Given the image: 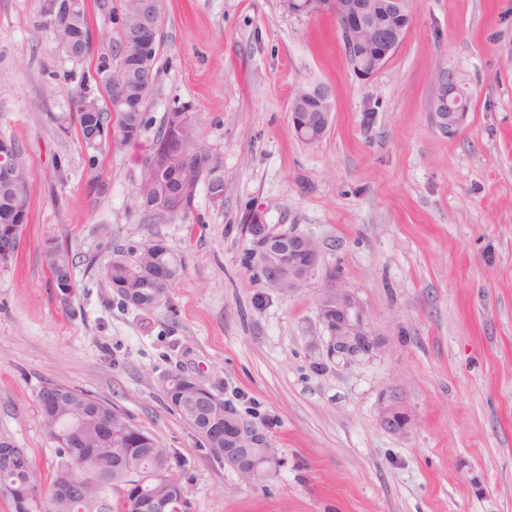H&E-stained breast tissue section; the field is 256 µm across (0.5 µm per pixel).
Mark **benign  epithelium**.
Instances as JSON below:
<instances>
[{
	"mask_svg": "<svg viewBox=\"0 0 512 512\" xmlns=\"http://www.w3.org/2000/svg\"><path fill=\"white\" fill-rule=\"evenodd\" d=\"M413 0H284L292 15L322 14L335 19L344 52L363 77H370L393 57L412 24ZM160 42V23L150 10H145L137 44L144 54ZM460 88L454 75H444L432 102L431 112L436 128L443 134H454L465 124L468 111L455 105ZM333 109L332 92L321 83H309L303 99L290 107L291 129L304 140L313 141L324 135ZM249 226V252L256 277L268 288L288 283L292 292L309 284L321 266V253L315 240L300 231L296 224H267L256 212ZM324 288L318 300L319 318L328 337L327 351L332 358L350 363L377 347V339L368 327L366 314L355 294L347 288L339 274L328 271L323 276ZM192 386L191 394L216 405L224 404V422H215L208 430L224 439V461L245 479L262 480L270 475L276 452L264 432L242 419L233 404L223 401L213 387L193 374L174 372ZM382 423L393 433H403L408 418L399 407L390 404ZM0 460L12 466L25 460V450L3 442ZM152 475L136 474L120 489L121 496L136 512H168L169 501L145 494ZM81 486L71 477L62 478L56 494L75 498ZM0 493L9 497L14 512H29L30 493L16 492L0 486Z\"/></svg>",
	"mask_w": 512,
	"mask_h": 512,
	"instance_id": "benign-epithelium-1",
	"label": "benign epithelium"
}]
</instances>
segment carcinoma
Masks as SVG:
<instances>
[{"label": "carcinoma", "instance_id": "obj_1", "mask_svg": "<svg viewBox=\"0 0 512 512\" xmlns=\"http://www.w3.org/2000/svg\"><path fill=\"white\" fill-rule=\"evenodd\" d=\"M142 0H124L121 26L116 35L101 34V41L115 48V66L103 64L98 68L100 95L79 93L73 96V120L78 135L86 149L94 152L103 148L124 147L136 141L146 125L144 106L157 76V56L150 55L137 69L130 68L129 59L122 54L125 44L136 39ZM90 23L84 4L71 11L58 23L48 22L45 31L56 45L67 55L86 58L93 53L83 34ZM120 96L125 103L122 110H112V97ZM177 126L188 127L186 147L183 153L171 155L163 148L164 133ZM8 150L12 163L7 172H0V236L11 233L23 234L27 218L26 187L28 164L22 148L12 140L1 139L0 151ZM215 158L196 132L193 115L184 108L176 107L163 116L161 132L153 142L151 152L144 158L139 182L134 194V204L148 217L158 215L154 203L163 200L169 208V216L186 217L195 209L197 188L208 180L210 195L224 192V183H214ZM45 260L52 274L53 287L63 296L72 294L76 288L73 276V256L68 248L55 244L48 247ZM171 267L167 281H159L147 269L154 263ZM182 257L167 246H158L152 252L134 259L131 251L123 247H112L101 276L123 303L136 309L149 310L168 297L170 288L184 271ZM199 436H204L208 421L219 416L213 408L195 403L173 409ZM109 418L116 431L129 424L124 415L105 402L95 403L94 396L86 391L66 388L62 394L60 411H41L42 426L50 438L55 440L59 458L50 483L42 484L33 462L25 469H9L0 466V482L15 484L23 491L29 486L44 485L51 490L61 475L75 468L76 472L91 471L94 478L88 481L80 497L64 499L55 496L50 501L49 512H99L97 504L109 500L106 512H134L133 506L124 502L117 488L125 478L137 471L164 473V478L151 486L152 492L163 497L180 495L182 487L170 491L167 479L176 456L150 432H144L147 443L140 448H127L115 441L100 445L97 438V423Z\"/></svg>", "mask_w": 512, "mask_h": 512}]
</instances>
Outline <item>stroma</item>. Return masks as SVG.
Segmentation results:
<instances>
[{
  "instance_id": "1",
  "label": "stroma",
  "mask_w": 512,
  "mask_h": 512,
  "mask_svg": "<svg viewBox=\"0 0 512 512\" xmlns=\"http://www.w3.org/2000/svg\"><path fill=\"white\" fill-rule=\"evenodd\" d=\"M48 0H0V138L29 169V223L0 271V439L50 477L37 394L65 384L112 404L175 452L194 512H512V0H415L392 59L359 77L335 21L281 0H164L157 80L138 141L99 153L70 130L71 94L97 90L43 29ZM470 99L466 126H434L442 73ZM335 109L297 140L295 88ZM188 108L217 156L188 217L146 223L133 203L165 112ZM315 238L378 339L329 359L320 280L282 294L245 265L251 212ZM162 239L185 268L152 310L127 307L100 269L115 242ZM74 258L61 298L48 243ZM201 376L276 450L243 479L170 411L159 379ZM410 421L386 429L385 406Z\"/></svg>"
}]
</instances>
